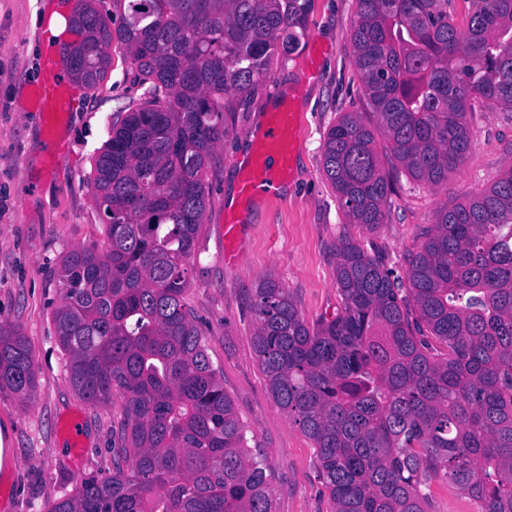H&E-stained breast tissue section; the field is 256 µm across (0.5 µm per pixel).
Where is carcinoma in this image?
<instances>
[{
    "label": "carcinoma",
    "mask_w": 512,
    "mask_h": 512,
    "mask_svg": "<svg viewBox=\"0 0 512 512\" xmlns=\"http://www.w3.org/2000/svg\"><path fill=\"white\" fill-rule=\"evenodd\" d=\"M311 0H128L120 24L79 0L69 73L95 88L116 42L140 102L111 128L89 185L105 238L59 264L53 314L78 396L122 401L112 472L77 480L47 512H273L184 295L207 206L206 171L228 133L224 94L248 95L293 51ZM356 0L352 64L386 150L413 179L448 180L470 148L468 113L512 112V0ZM323 170L349 223H384L393 178L358 112L327 132ZM336 315L307 324L288 289L254 290V347L274 403L308 437L333 512H430L443 475L512 512V167L446 204L406 280L349 238L336 246ZM37 388L33 349L0 324V393Z\"/></svg>",
    "instance_id": "obj_1"
}]
</instances>
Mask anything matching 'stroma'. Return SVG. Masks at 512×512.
Returning <instances> with one entry per match:
<instances>
[{"label": "stroma", "instance_id": "obj_1", "mask_svg": "<svg viewBox=\"0 0 512 512\" xmlns=\"http://www.w3.org/2000/svg\"><path fill=\"white\" fill-rule=\"evenodd\" d=\"M57 0H0V322L17 327L34 353L37 388L28 403L0 394V512H46L71 492L79 476L112 470V448L122 419L120 403L91 405L76 394L65 372L52 313L60 304L57 270L72 246L102 240V214L87 185L96 157L143 89L133 83L129 56L112 46L108 74L81 90L58 134L52 171L40 113L28 94L42 63L61 50L45 43L33 16L50 14ZM355 0H312L298 49L272 57L266 78L247 96L224 97L229 133L214 152L206 179L209 193L197 250L190 261L185 301L207 338L208 353L225 393L246 430L247 446L273 477L275 512H332L312 442L277 407L255 353L252 296L272 279L288 288L308 324L340 306L336 244L351 237L380 257L393 277L405 278L406 258L416 252L439 207L492 185L512 166V112L476 102L468 115L470 150L430 188L404 171L393 174L387 217L376 229L349 223L322 166L329 128L347 112L376 119L351 64ZM321 50L316 77L306 78L310 45ZM292 98L303 114L295 176L281 198L242 215V242L234 261L224 259L221 227L227 194L236 192L239 165L254 152V136L273 100L271 87ZM80 419L83 447L70 452L65 421Z\"/></svg>", "mask_w": 512, "mask_h": 512}]
</instances>
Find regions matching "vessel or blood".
Wrapping results in <instances>:
<instances>
[{
  "label": "vessel or blood",
  "mask_w": 512,
  "mask_h": 512,
  "mask_svg": "<svg viewBox=\"0 0 512 512\" xmlns=\"http://www.w3.org/2000/svg\"><path fill=\"white\" fill-rule=\"evenodd\" d=\"M70 89L62 69L47 64L41 79L29 94V107L41 113L49 133H57L66 122ZM300 115L291 101L280 100L269 112L264 127L255 136L253 156L240 167L238 197L245 207L260 200H273L290 180L299 151L297 130Z\"/></svg>",
  "instance_id": "obj_1"
}]
</instances>
